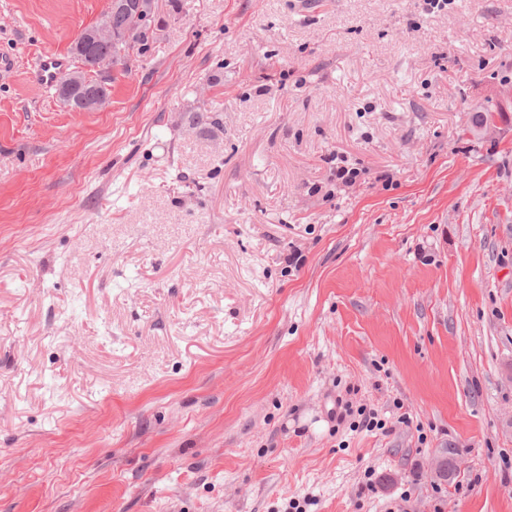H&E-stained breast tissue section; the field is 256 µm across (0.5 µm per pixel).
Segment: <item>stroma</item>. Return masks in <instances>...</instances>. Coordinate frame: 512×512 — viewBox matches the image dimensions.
<instances>
[{
	"mask_svg": "<svg viewBox=\"0 0 512 512\" xmlns=\"http://www.w3.org/2000/svg\"><path fill=\"white\" fill-rule=\"evenodd\" d=\"M109 5L0 0V512H512V0H158L70 111ZM110 19L102 18L95 25L84 28L74 41L73 47L77 54L81 55L83 62L80 70L72 72L62 81L60 91L66 92L69 96L73 112H99L104 110L109 104V94L102 90L108 86L111 80L110 75L117 59L109 57L107 60H100L112 55L115 51L116 41L115 30L112 29V23L115 27H122L129 21L121 14H113L108 11L105 15ZM97 43L105 44L98 45ZM86 56L83 54L85 45ZM97 57V58H95ZM69 66L67 59L53 54H47L41 57L35 70V81L45 87H52L63 77Z\"/></svg>",
	"mask_w": 512,
	"mask_h": 512,
	"instance_id": "stroma-1",
	"label": "stroma"
}]
</instances>
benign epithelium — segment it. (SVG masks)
I'll use <instances>...</instances> for the list:
<instances>
[{
	"label": "benign epithelium",
	"mask_w": 512,
	"mask_h": 512,
	"mask_svg": "<svg viewBox=\"0 0 512 512\" xmlns=\"http://www.w3.org/2000/svg\"><path fill=\"white\" fill-rule=\"evenodd\" d=\"M110 8L116 12H132L134 19L149 17L155 9V0H111ZM116 41L112 23L103 18L90 27L84 28L74 41L73 47L82 56L79 70L65 77L60 90L69 96L73 112H99L109 104V94L103 91L108 85L116 59L100 60L82 54L88 44H112Z\"/></svg>",
	"instance_id": "1"
}]
</instances>
